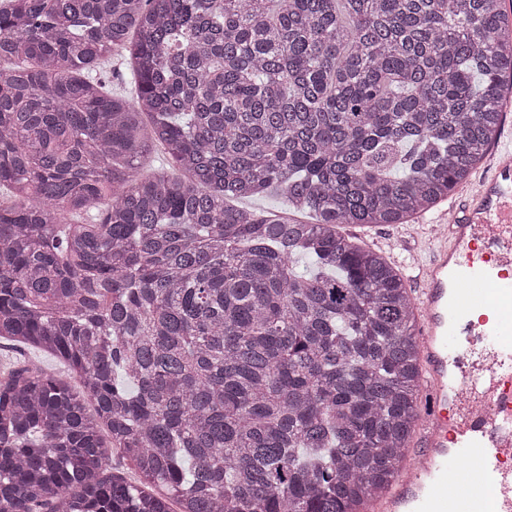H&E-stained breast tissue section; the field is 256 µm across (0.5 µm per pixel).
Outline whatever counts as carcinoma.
I'll list each match as a JSON object with an SVG mask.
<instances>
[{"mask_svg": "<svg viewBox=\"0 0 512 512\" xmlns=\"http://www.w3.org/2000/svg\"><path fill=\"white\" fill-rule=\"evenodd\" d=\"M11 2L0 340L33 357L0 373V512L384 497L419 417L417 315L344 228L469 182L512 110L505 0ZM119 51L128 94L99 76ZM159 151L178 173L143 172ZM267 192L306 220L230 204ZM113 450L139 483L105 475Z\"/></svg>", "mask_w": 512, "mask_h": 512, "instance_id": "1", "label": "carcinoma"}]
</instances>
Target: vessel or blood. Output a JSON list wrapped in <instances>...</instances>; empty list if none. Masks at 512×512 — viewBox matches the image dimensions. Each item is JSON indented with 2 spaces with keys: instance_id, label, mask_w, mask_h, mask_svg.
Returning <instances> with one entry per match:
<instances>
[{
  "instance_id": "b4317fda",
  "label": "vessel or blood",
  "mask_w": 512,
  "mask_h": 512,
  "mask_svg": "<svg viewBox=\"0 0 512 512\" xmlns=\"http://www.w3.org/2000/svg\"><path fill=\"white\" fill-rule=\"evenodd\" d=\"M450 214L414 294L417 446L372 512H512V144Z\"/></svg>"
}]
</instances>
